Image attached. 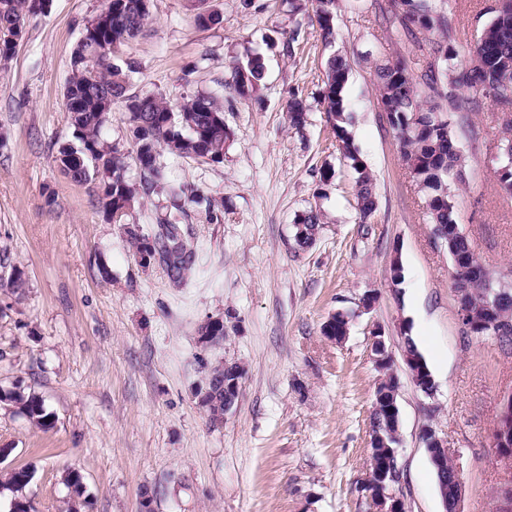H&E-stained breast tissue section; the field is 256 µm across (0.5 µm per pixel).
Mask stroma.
<instances>
[{
	"mask_svg": "<svg viewBox=\"0 0 512 512\" xmlns=\"http://www.w3.org/2000/svg\"><path fill=\"white\" fill-rule=\"evenodd\" d=\"M105 0H51L28 19L14 57L0 63V277L22 273L18 293L0 289V390L38 394L54 426L42 430L0 404L6 467H29L33 512H65V468L83 480L82 512H369L365 481L375 387L374 326L385 329L399 383L400 480L407 512H444L422 441L433 426L459 453L463 512H500L512 463L493 450L501 402L512 392V346L463 332L452 261L435 241L423 200L386 117L370 65L394 53L370 0H337L336 40L325 47L309 0H151L144 30L119 49L133 61L129 90L177 103L198 90L224 95L233 137L221 163L167 157L165 178L223 201L220 220L188 206L181 234L196 250L194 273L174 287L162 266L142 268L124 232L151 231L157 201L136 203L123 223L106 219L92 184L59 171L72 142L63 91L71 51ZM491 0H446L460 59L489 21ZM217 13L202 28L198 12ZM292 46H285L286 37ZM345 54L344 90L354 145L374 176L377 209L360 223L355 172L336 149L317 103L331 50ZM258 53V96L231 88L235 63ZM192 76H185V69ZM305 99L304 127H289L291 98ZM468 118L480 142L456 189L459 222L490 270L512 279V198L488 161L502 136L499 103ZM334 176L321 184L320 173ZM322 213L315 244L299 247L294 224ZM399 258L403 280L392 285ZM376 293L371 310L365 294ZM350 313L345 341L327 339L332 314ZM223 317L222 354L243 369L238 406L219 426L195 395L207 352L197 329ZM414 341L435 381L412 383L403 360Z\"/></svg>",
	"mask_w": 512,
	"mask_h": 512,
	"instance_id": "obj_1",
	"label": "stroma"
}]
</instances>
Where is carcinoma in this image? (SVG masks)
<instances>
[{
  "instance_id": "cac0c4a2",
  "label": "carcinoma",
  "mask_w": 512,
  "mask_h": 512,
  "mask_svg": "<svg viewBox=\"0 0 512 512\" xmlns=\"http://www.w3.org/2000/svg\"><path fill=\"white\" fill-rule=\"evenodd\" d=\"M40 0H0V61H8L25 34L27 18L42 13ZM394 9L382 12L389 37L411 48L396 56L375 62L374 82L379 96L389 106L387 121L395 134L401 159L413 173V181L424 200L426 216L432 225L448 229L445 244L448 255L465 262L479 263L472 243L459 223L455 186L464 181L469 157L457 151L455 128L442 118L446 110L473 112L480 99L501 101L512 91V0H504L470 45V57L478 56L482 65L459 67L452 20L435 0H391ZM315 15L324 40L333 38L334 27L326 16L334 13L336 0H315ZM103 12L85 25L71 53V75L64 99L73 101L66 108V119L77 145L59 148L56 163L61 172L76 183L96 185L97 203L105 217L118 210L128 211L139 198L152 194L168 198L169 205L159 218L151 236L139 225H125V234L139 255L148 251L165 266L175 285L185 283L194 270L195 250L180 234V219L189 204L205 207L211 219H219L223 205L198 187H173L164 182L165 155L220 163L224 144L232 132L224 124V105L213 92L197 91L178 104L155 94L128 93L131 62H116L105 53L107 45L119 46L135 38L150 17V0H106ZM415 18L428 23L430 37L420 43L411 27ZM351 67L348 59L331 54L324 65L327 80L318 103L339 140L338 150L351 162L357 174L355 192L361 222L377 208L373 175L366 170L347 130L349 113L344 105V89ZM265 78L263 58L254 54L234 66L233 88L241 98L256 96ZM469 95L460 93L461 89ZM124 103L129 136L136 167L130 169L126 153L104 137L114 100ZM307 105L299 98L288 102L289 126L298 129L306 121ZM510 134L500 138L496 180L501 192L512 197V125ZM308 234L298 238L302 247L314 244L321 223L320 213L311 209L299 220ZM505 281L470 280L464 288L476 299L496 291ZM205 395L210 420L224 407V394L204 393L205 383L197 387ZM0 403L20 408L38 426H49L42 400L22 388L0 394ZM26 469H13L0 479V488L11 494L16 512H27L18 493L29 481Z\"/></svg>"
}]
</instances>
